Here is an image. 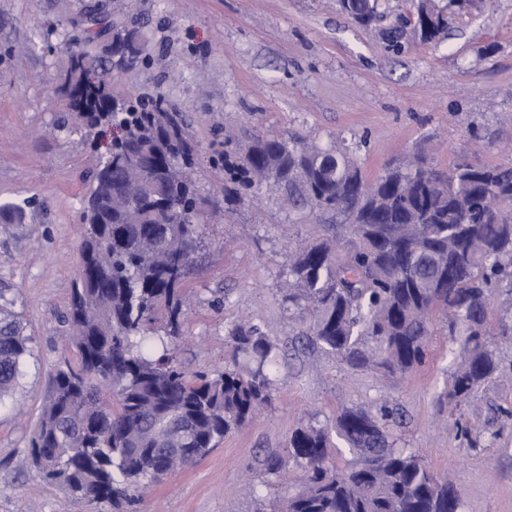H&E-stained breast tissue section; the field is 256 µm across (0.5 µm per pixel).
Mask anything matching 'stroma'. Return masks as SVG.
Segmentation results:
<instances>
[{
  "label": "stroma",
  "mask_w": 512,
  "mask_h": 512,
  "mask_svg": "<svg viewBox=\"0 0 512 512\" xmlns=\"http://www.w3.org/2000/svg\"><path fill=\"white\" fill-rule=\"evenodd\" d=\"M433 2L447 30L427 42L420 0H379L367 27L338 0H133L126 24L145 33L150 59L109 79L184 115L199 151L193 178L212 203L178 360L217 374L230 361L228 329L248 321L277 344L280 363L252 421L118 509L71 497L28 461L50 377L74 355L61 314L79 260L81 175L101 157L98 133L55 93L66 63L56 47L116 0H0V293L31 338L19 385L0 404V512H268L302 475L287 458L292 432L346 407L389 410V430L459 489L462 512H512V298L496 290L489 313L497 379L456 408L445 392L460 350L446 331L402 377L343 365L306 343L282 295L295 253L321 236L350 239V228L312 222L269 187L225 212L215 164L225 139L255 130L344 142L370 180L419 150L442 169L469 150L486 164L512 161V0ZM271 453L287 458L280 475L265 472Z\"/></svg>",
  "instance_id": "stroma-1"
}]
</instances>
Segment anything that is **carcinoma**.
Instances as JSON below:
<instances>
[{
  "label": "carcinoma",
  "instance_id": "carcinoma-1",
  "mask_svg": "<svg viewBox=\"0 0 512 512\" xmlns=\"http://www.w3.org/2000/svg\"><path fill=\"white\" fill-rule=\"evenodd\" d=\"M362 23L377 0H340ZM122 26L90 13L67 44L59 97L90 128L125 130L89 176L82 237L62 324L77 355L60 365L30 438L29 459L42 478L77 499L115 505L206 457L243 426L275 386V343L254 324L228 331L234 366L192 379L177 365L181 301L201 247L197 218L206 199L188 176L195 149L182 116L166 101H129L105 78L146 60L139 30L112 44V55L77 48ZM422 37L447 27L432 7L417 15ZM224 204L254 186L284 189L288 204L332 214L351 228L341 246L311 244L288 265V308L305 314L312 343L352 367L405 375L426 357L432 317L448 313L460 336V361L448 405L493 382L488 309L512 277V162L487 165L460 153L448 171L417 155L365 178L345 146L309 147L298 138L257 133L224 151ZM29 338L0 307V403L22 374ZM379 417L361 408L336 414L334 428L294 431L289 456L304 471L297 490L273 512H461L456 488L397 445ZM335 431L354 460L335 465Z\"/></svg>",
  "mask_w": 512,
  "mask_h": 512
}]
</instances>
